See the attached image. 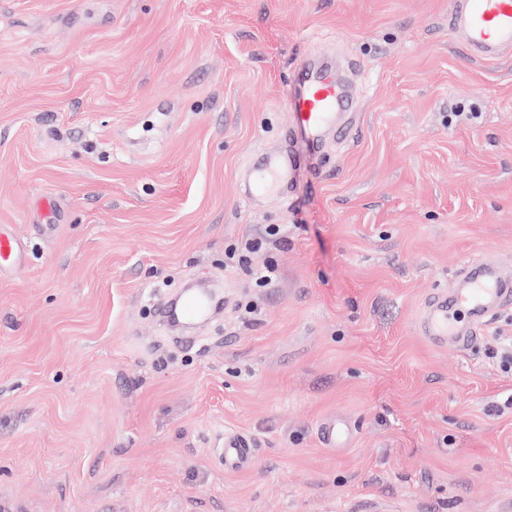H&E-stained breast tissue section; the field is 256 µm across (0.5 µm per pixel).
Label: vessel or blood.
<instances>
[{
	"label": "vessel or blood",
	"instance_id": "b4317fda",
	"mask_svg": "<svg viewBox=\"0 0 512 512\" xmlns=\"http://www.w3.org/2000/svg\"><path fill=\"white\" fill-rule=\"evenodd\" d=\"M448 29L470 56L480 60H498L512 56V0H452L448 13ZM291 115L288 128L292 138L288 146L271 148L268 154L253 164L252 193L266 196L279 190L286 177L311 165V149L322 133L338 121L349 106L348 95L338 74L330 69H309L298 88L287 99ZM340 128L348 136V127ZM26 264V249L12 230L0 226V276L18 273ZM467 279L464 288L452 295L433 298L421 319V330L434 341H448L465 347L468 336L462 335L456 324L459 310L477 314L486 321L506 293L504 274L499 264L485 260L465 264ZM211 306L210 295L187 297L179 314L191 320L204 317ZM317 434L328 448L347 447L351 430L345 423L329 417L320 422ZM219 451L228 467L244 465L250 456L248 444L235 435L225 436Z\"/></svg>",
	"mask_w": 512,
	"mask_h": 512
}]
</instances>
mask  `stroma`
Listing matches in <instances>:
<instances>
[{
    "label": "stroma",
    "instance_id": "obj_1",
    "mask_svg": "<svg viewBox=\"0 0 512 512\" xmlns=\"http://www.w3.org/2000/svg\"><path fill=\"white\" fill-rule=\"evenodd\" d=\"M450 2L0 0V225L31 249L0 279V512H512V307L466 350L419 327L464 264L512 273V58H470ZM313 50L352 137L247 201ZM212 280L177 342L157 296ZM317 434L326 448H345L351 440V429L345 423L336 421V417L320 422ZM248 443L236 435H227L222 439L219 451L224 457V466L239 467L244 465L250 456Z\"/></svg>",
    "mask_w": 512,
    "mask_h": 512
}]
</instances>
